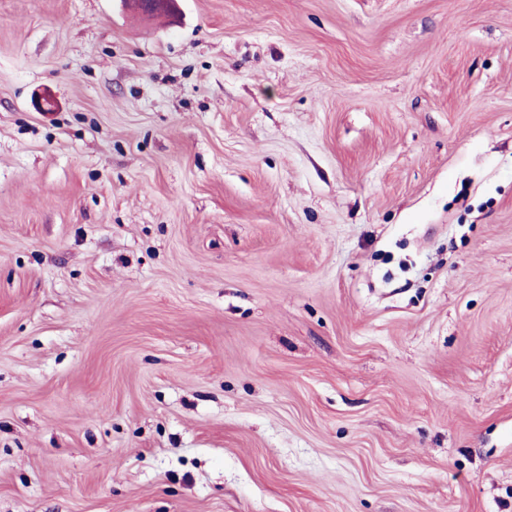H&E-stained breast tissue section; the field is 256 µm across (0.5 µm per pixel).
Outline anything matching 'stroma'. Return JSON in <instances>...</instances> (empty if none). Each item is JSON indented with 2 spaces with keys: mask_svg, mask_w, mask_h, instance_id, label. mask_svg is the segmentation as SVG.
Here are the masks:
<instances>
[{
  "mask_svg": "<svg viewBox=\"0 0 512 512\" xmlns=\"http://www.w3.org/2000/svg\"><path fill=\"white\" fill-rule=\"evenodd\" d=\"M0 512H512V0H0Z\"/></svg>",
  "mask_w": 512,
  "mask_h": 512,
  "instance_id": "stroma-1",
  "label": "stroma"
}]
</instances>
